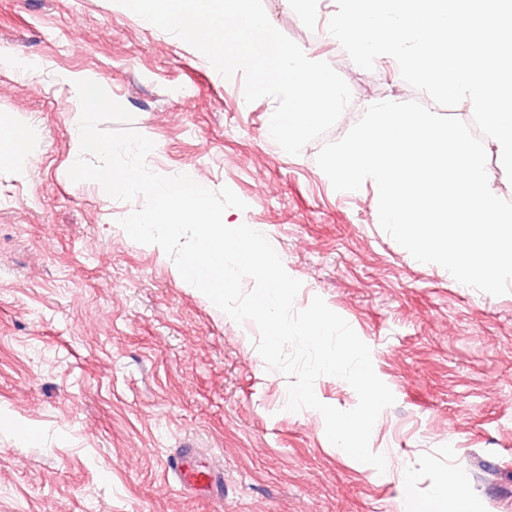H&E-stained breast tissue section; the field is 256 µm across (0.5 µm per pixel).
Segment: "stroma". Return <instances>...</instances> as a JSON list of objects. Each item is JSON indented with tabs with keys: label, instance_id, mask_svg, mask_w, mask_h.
Segmentation results:
<instances>
[{
	"label": "stroma",
	"instance_id": "1",
	"mask_svg": "<svg viewBox=\"0 0 512 512\" xmlns=\"http://www.w3.org/2000/svg\"><path fill=\"white\" fill-rule=\"evenodd\" d=\"M271 23L328 62L351 101L325 139L286 153L276 103L246 102L194 48L115 0H0V512H512V292L492 296L416 261L377 222L372 185L335 191L316 163L368 105L429 104L396 62L357 66L327 23L263 0ZM100 84L152 139L147 165L229 187L302 283L370 347L396 402L371 437L385 472L331 444L321 414L285 411L288 379L255 336L120 226L132 204L73 182L75 80ZM195 448L222 496L172 488L168 453ZM410 483H403V476ZM28 130L22 124H13L0 127L1 154L17 150L27 139Z\"/></svg>",
	"mask_w": 512,
	"mask_h": 512
}]
</instances>
